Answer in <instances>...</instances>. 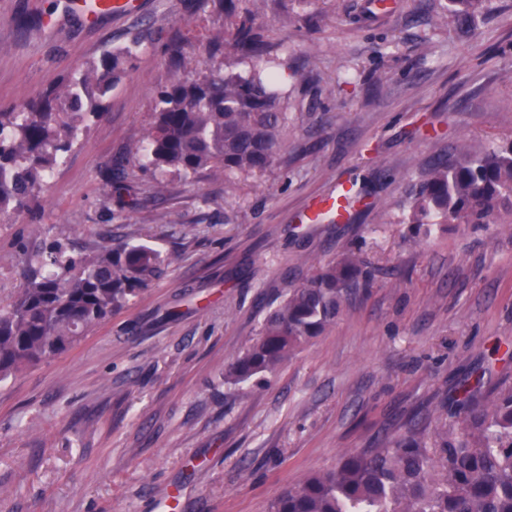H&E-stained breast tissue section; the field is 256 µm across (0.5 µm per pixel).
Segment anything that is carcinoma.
<instances>
[{
  "mask_svg": "<svg viewBox=\"0 0 512 512\" xmlns=\"http://www.w3.org/2000/svg\"><path fill=\"white\" fill-rule=\"evenodd\" d=\"M460 16L485 0H450ZM247 10L235 43L251 58L244 76L224 63H193L196 77L158 91L153 125L129 153L159 175L194 179L205 171L261 176L288 144V103ZM140 41L108 53L79 78L38 100L0 112V223L34 202L47 177L78 142L82 124L102 102ZM512 209V138L491 150L440 158L411 183L401 223L415 236L439 224H484ZM12 306L0 308V379L74 344L163 273L166 260L146 246L101 245L73 256L52 245ZM361 249H349L294 287L265 318L261 332L228 367L235 382L272 373L336 322L349 294L370 284ZM272 512H512V382L477 378L436 413H419L307 476Z\"/></svg>",
  "mask_w": 512,
  "mask_h": 512,
  "instance_id": "1",
  "label": "carcinoma"
}]
</instances>
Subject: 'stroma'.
Masks as SVG:
<instances>
[{
  "mask_svg": "<svg viewBox=\"0 0 512 512\" xmlns=\"http://www.w3.org/2000/svg\"><path fill=\"white\" fill-rule=\"evenodd\" d=\"M288 94V146L264 175L187 181L128 156L184 59L248 71L217 0H139L86 24L64 0H0V108L40 97L140 40L32 214L0 224V305L44 246L101 242L171 256L81 339L0 381V512H270L308 475L489 371L512 380V215L408 237L399 205L440 156L512 137V0L456 17L448 0H242ZM60 15L42 28V15ZM344 181L343 219L305 223ZM361 247L373 266L322 336L278 371L224 370L270 308Z\"/></svg>",
  "mask_w": 512,
  "mask_h": 512,
  "instance_id": "stroma-1",
  "label": "stroma"
}]
</instances>
